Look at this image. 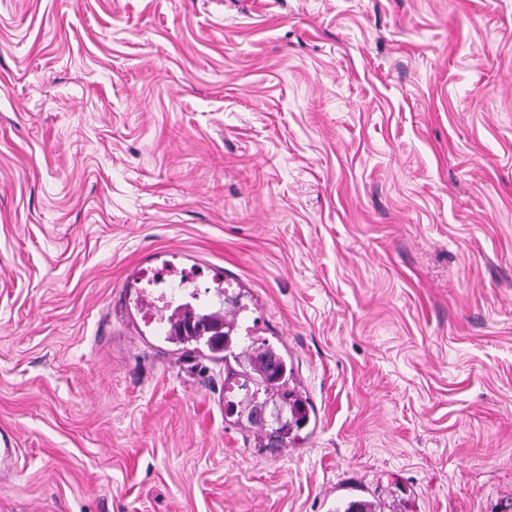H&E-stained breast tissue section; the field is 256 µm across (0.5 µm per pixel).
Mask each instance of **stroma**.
I'll use <instances>...</instances> for the list:
<instances>
[{"label": "stroma", "mask_w": 512, "mask_h": 512, "mask_svg": "<svg viewBox=\"0 0 512 512\" xmlns=\"http://www.w3.org/2000/svg\"><path fill=\"white\" fill-rule=\"evenodd\" d=\"M233 284L263 447L140 270ZM0 512H512V0H0ZM200 314H207L216 317L224 324V340L222 345L216 346L205 342L210 351L224 352V362H226L229 357L236 360L239 355H246L247 361H240L238 363L239 370L229 369L228 371V376L230 378L242 380L239 387H241L240 389L245 390V400L243 402H246V404L243 410L241 409L240 411H237L238 407L242 408L241 405L243 404L239 405L242 401L238 404L229 401L227 403V412L229 414H234L236 411L237 414L240 413L239 416H241V413L243 412V416L249 424L257 425L261 433H266V435L268 434L270 444L273 440L284 443V440L288 438V433L292 428V423L296 428H300L307 421L306 408L302 398L294 395L292 391L288 390V367L286 361L272 347L268 345L266 346L265 343L258 347H254V344L244 346L241 353L235 354L230 332L231 324L226 321L224 317V310L218 309L211 312L195 313L196 316ZM259 349H264V353L269 352L271 355H275V357H277V371L274 377L267 376L262 365L259 363V356L256 355V351ZM261 392L266 396L269 394L277 395L283 403L288 404L292 421H285V423L281 424L279 416L277 415L276 418L272 420L273 423L277 424V427H274L272 423L268 422V420H266V422H258L255 419V415L258 411L265 410L268 406L267 398L262 402L257 400L258 395Z\"/></svg>", "instance_id": "obj_1"}]
</instances>
